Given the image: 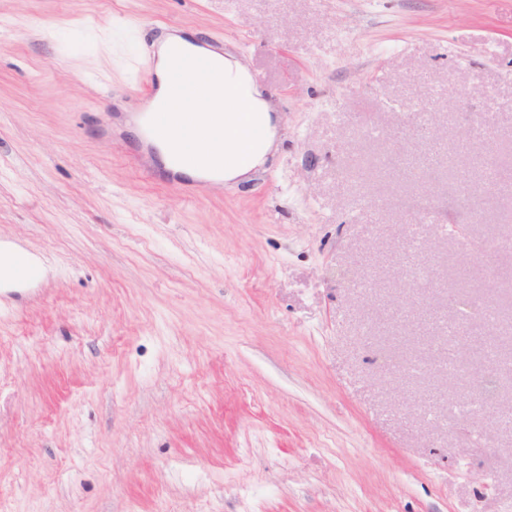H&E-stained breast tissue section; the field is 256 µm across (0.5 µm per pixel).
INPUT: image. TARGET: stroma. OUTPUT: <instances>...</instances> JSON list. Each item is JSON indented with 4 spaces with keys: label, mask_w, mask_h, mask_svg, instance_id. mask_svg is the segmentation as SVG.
<instances>
[{
    "label": "stroma",
    "mask_w": 512,
    "mask_h": 512,
    "mask_svg": "<svg viewBox=\"0 0 512 512\" xmlns=\"http://www.w3.org/2000/svg\"><path fill=\"white\" fill-rule=\"evenodd\" d=\"M166 29L275 101L249 180L147 160ZM489 149L512 172V0H0V244L45 269L0 288V505L512 512V375L459 342L497 399L440 426L470 388L432 347L460 300L512 308V254L464 251L512 225V184L458 202Z\"/></svg>",
    "instance_id": "stroma-1"
}]
</instances>
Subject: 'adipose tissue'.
Masks as SVG:
<instances>
[{
    "mask_svg": "<svg viewBox=\"0 0 512 512\" xmlns=\"http://www.w3.org/2000/svg\"><path fill=\"white\" fill-rule=\"evenodd\" d=\"M182 42L179 36L157 41L156 92L145 109L155 113L158 121H173L190 132L194 160L182 167L183 175L216 174L227 180L244 175L263 161L273 145L271 106L261 97L248 69L217 52L212 59L218 84L203 81L191 95L170 98V50ZM217 123L223 127L222 137L208 136L207 128Z\"/></svg>",
    "mask_w": 512,
    "mask_h": 512,
    "instance_id": "ef3b65f1",
    "label": "adipose tissue"
}]
</instances>
